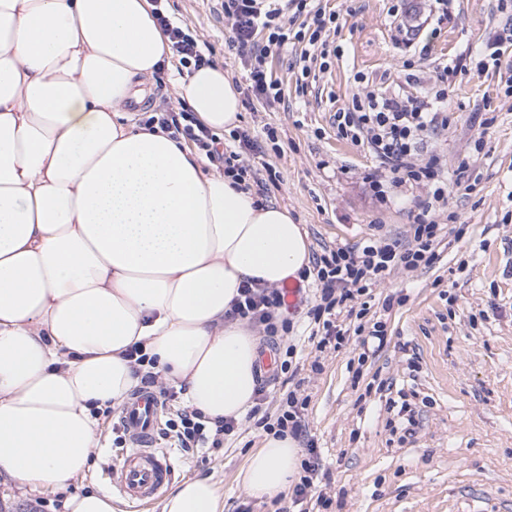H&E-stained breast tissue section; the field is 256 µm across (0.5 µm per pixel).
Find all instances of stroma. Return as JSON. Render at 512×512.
Segmentation results:
<instances>
[{"label":"stroma","instance_id":"stroma-1","mask_svg":"<svg viewBox=\"0 0 512 512\" xmlns=\"http://www.w3.org/2000/svg\"><path fill=\"white\" fill-rule=\"evenodd\" d=\"M395 2L327 0V9L340 15L335 41L343 58L300 96L289 68L293 54L282 52L270 64L292 108L241 106V128L258 141L278 177L263 199L287 207L314 252L354 245L376 232L401 237L412 222L414 190L397 189L392 204L379 209L363 183L375 158L336 134L333 115L354 93V74H364L382 92L416 97L428 87L436 62L462 56L495 34L507 37L502 62L512 63V8L499 11L498 0H458L454 17L441 28H421L419 42L430 53L418 61L415 79L406 80L398 66L405 48L390 11ZM163 5L207 45L225 75L244 85L218 0ZM452 95L448 129L424 150L453 164L467 154L471 139L485 138L463 175L472 191L451 205L463 236L440 243L433 266L393 272L374 288L367 318L385 322L383 348L364 359L351 341L317 357L301 355L309 430L322 457L315 485L331 500L327 512H512V96H505L496 71L467 68L458 73ZM490 116L493 127L482 131L481 120ZM392 294L405 295V303L384 309ZM401 390L416 420L414 434L403 439L392 433L387 408ZM101 419L100 446L85 476L58 491H34L1 476L0 512H64L68 496L109 492L108 473L125 451L112 443V414ZM263 437L251 418L223 448L203 455L184 453L162 434L156 442L170 453L171 485L208 477L219 488L224 512H275L272 502L252 498L237 479Z\"/></svg>","mask_w":512,"mask_h":512}]
</instances>
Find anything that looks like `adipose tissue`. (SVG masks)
<instances>
[{
  "label": "adipose tissue",
  "mask_w": 512,
  "mask_h": 512,
  "mask_svg": "<svg viewBox=\"0 0 512 512\" xmlns=\"http://www.w3.org/2000/svg\"><path fill=\"white\" fill-rule=\"evenodd\" d=\"M150 0H0V476L61 489L90 468L97 412L156 373L209 419L253 405L259 339L224 313L242 281L270 287L309 265L286 207L215 172L204 154L128 112L169 51ZM212 132L240 122L218 65L177 79ZM292 437L265 436L238 473L259 500L298 472ZM161 512H222L187 479ZM127 357L134 362L136 366V372L140 373L142 369L147 365V371L142 377V382L149 385L150 387L155 386L157 374L151 371L156 366L157 359L155 356H149L144 353L143 346L140 344H134L127 350ZM146 363V365H145Z\"/></svg>",
  "instance_id": "ef3b65f1"
}]
</instances>
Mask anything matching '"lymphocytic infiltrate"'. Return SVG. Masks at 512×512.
Returning <instances> with one entry per match:
<instances>
[{
  "label": "lymphocytic infiltrate",
  "mask_w": 512,
  "mask_h": 512,
  "mask_svg": "<svg viewBox=\"0 0 512 512\" xmlns=\"http://www.w3.org/2000/svg\"><path fill=\"white\" fill-rule=\"evenodd\" d=\"M221 6L232 33L230 45L246 68L244 94L248 100L264 106L283 103L282 84L273 78L268 64L270 57L288 47L300 50L294 67L296 89L302 94L317 72L330 69L338 54L330 41L331 31L338 28V17L321 0H221ZM154 14L183 68L207 64L196 37L173 22L163 6H155ZM458 72L457 61L438 63L430 91L415 99L378 92L363 74H354L358 89L334 114L338 137L366 147L376 157L377 165L365 175L364 183L380 206L391 204L392 191L398 187L416 188L420 194L405 239L373 236L354 246H325L313 254L310 267L300 272V281H313L316 287L307 311L308 343L315 351L324 352L331 345L342 347L351 333L359 337L361 346L372 350L382 347L384 327L378 322L365 326L369 309L359 304V297L370 295L393 271L412 272L434 264L444 230L436 216L449 210L464 185L449 176L448 165L439 155L427 156L423 150L425 143L449 124L452 82ZM147 122L193 142L211 161L223 164L225 176L233 181L257 172L264 162L261 146L248 131L232 130L230 136L237 142V150L221 149L217 137L198 124L188 110L176 112L163 107ZM286 295L284 288L245 281L224 316L247 320L268 336L293 333L294 323L286 315ZM307 405V398L298 390L287 391L274 422L264 423L263 429L289 434L304 444L302 473L289 494V506L312 497L325 510L330 499L312 494L321 458L303 419ZM239 428L235 419L212 421L199 411L182 409L169 418L166 435L184 452L195 453L222 447ZM289 506L279 507L277 512H288Z\"/></svg>",
  "instance_id": "lymphocytic-infiltrate-1"
}]
</instances>
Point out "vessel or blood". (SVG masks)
I'll use <instances>...</instances> for the list:
<instances>
[{
    "label": "vessel or blood",
    "instance_id": "1",
    "mask_svg": "<svg viewBox=\"0 0 512 512\" xmlns=\"http://www.w3.org/2000/svg\"><path fill=\"white\" fill-rule=\"evenodd\" d=\"M160 409L157 397L144 391L131 398L119 417L134 446L112 474L111 483L134 504L156 497L171 476L170 457L157 448L154 439Z\"/></svg>",
    "mask_w": 512,
    "mask_h": 512
}]
</instances>
